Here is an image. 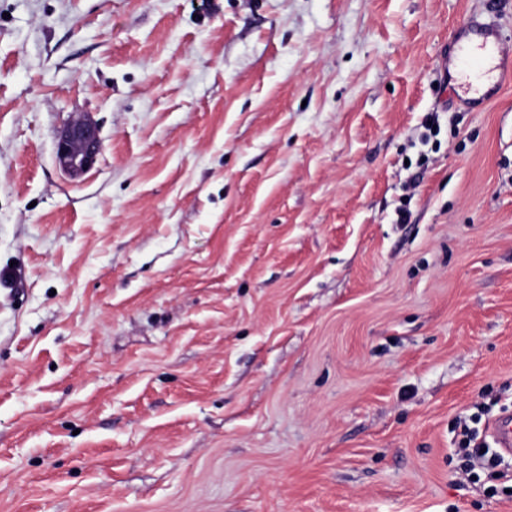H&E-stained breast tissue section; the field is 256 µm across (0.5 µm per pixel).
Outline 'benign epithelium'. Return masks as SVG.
<instances>
[{"instance_id": "1", "label": "benign epithelium", "mask_w": 512, "mask_h": 512, "mask_svg": "<svg viewBox=\"0 0 512 512\" xmlns=\"http://www.w3.org/2000/svg\"><path fill=\"white\" fill-rule=\"evenodd\" d=\"M102 148L97 126L90 119L80 116L72 120L58 136L56 160L69 176L79 178L94 167Z\"/></svg>"}]
</instances>
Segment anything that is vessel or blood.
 Returning a JSON list of instances; mask_svg holds the SVG:
<instances>
[{"mask_svg": "<svg viewBox=\"0 0 512 512\" xmlns=\"http://www.w3.org/2000/svg\"><path fill=\"white\" fill-rule=\"evenodd\" d=\"M453 40L456 51L444 64L455 73L457 100L480 108L501 86L512 82V48L501 41L497 24L474 19L460 25Z\"/></svg>", "mask_w": 512, "mask_h": 512, "instance_id": "obj_1", "label": "vessel or blood"}]
</instances>
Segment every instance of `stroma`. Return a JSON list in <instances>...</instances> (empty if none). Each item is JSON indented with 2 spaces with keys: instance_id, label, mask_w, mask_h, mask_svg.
Returning a JSON list of instances; mask_svg holds the SVG:
<instances>
[{
  "instance_id": "obj_1",
  "label": "stroma",
  "mask_w": 512,
  "mask_h": 512,
  "mask_svg": "<svg viewBox=\"0 0 512 512\" xmlns=\"http://www.w3.org/2000/svg\"><path fill=\"white\" fill-rule=\"evenodd\" d=\"M487 16L0 0V512H512L457 455L512 411V83L442 68ZM102 148L97 126L89 118L79 116L58 136L56 160L69 176L79 178L94 167Z\"/></svg>"
}]
</instances>
